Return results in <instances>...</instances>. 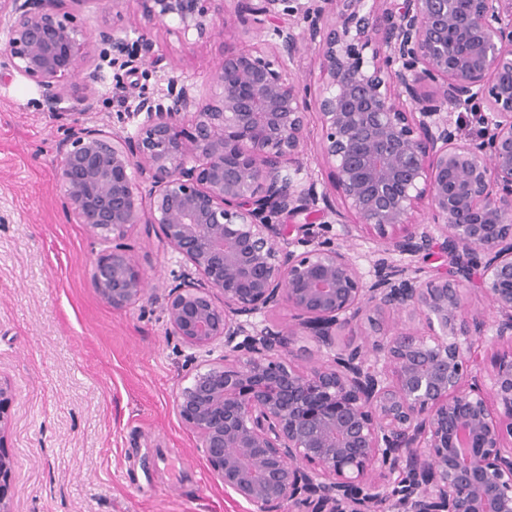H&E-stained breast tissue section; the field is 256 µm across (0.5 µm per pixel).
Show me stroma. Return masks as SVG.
I'll use <instances>...</instances> for the list:
<instances>
[{
  "mask_svg": "<svg viewBox=\"0 0 512 512\" xmlns=\"http://www.w3.org/2000/svg\"><path fill=\"white\" fill-rule=\"evenodd\" d=\"M235 10L206 43L157 32L163 68L102 69L95 124L163 76L204 86L225 48H248ZM71 126L35 83L0 81V379L10 383L11 512H249L212 475L176 394L193 364L166 323L163 296L182 264L160 235L133 225L124 243L144 298L115 309L91 285L108 250L74 223L56 186V145Z\"/></svg>",
  "mask_w": 512,
  "mask_h": 512,
  "instance_id": "1",
  "label": "stroma"
}]
</instances>
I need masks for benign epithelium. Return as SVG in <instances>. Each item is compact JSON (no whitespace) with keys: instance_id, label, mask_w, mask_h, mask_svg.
I'll return each mask as SVG.
<instances>
[{"instance_id":"1","label":"benign epithelium","mask_w":512,"mask_h":512,"mask_svg":"<svg viewBox=\"0 0 512 512\" xmlns=\"http://www.w3.org/2000/svg\"><path fill=\"white\" fill-rule=\"evenodd\" d=\"M70 2L0 0L4 69L73 110L56 184L115 243L93 261L99 297L122 309L145 293L119 244L135 224L189 266L167 322L222 355L190 371L176 408L224 491L253 512H512V0H234L266 39L225 51L202 88L168 78L110 132L86 119L98 46L157 67L155 29L207 42L229 0H133V44L128 0L94 34ZM303 50L320 59L312 98L294 77ZM470 108L485 131L463 140ZM311 111L336 202L302 176ZM313 215L375 236L372 270L316 239ZM435 253L446 262L419 264ZM299 336L321 362H294ZM12 402L0 381V512Z\"/></svg>"}]
</instances>
